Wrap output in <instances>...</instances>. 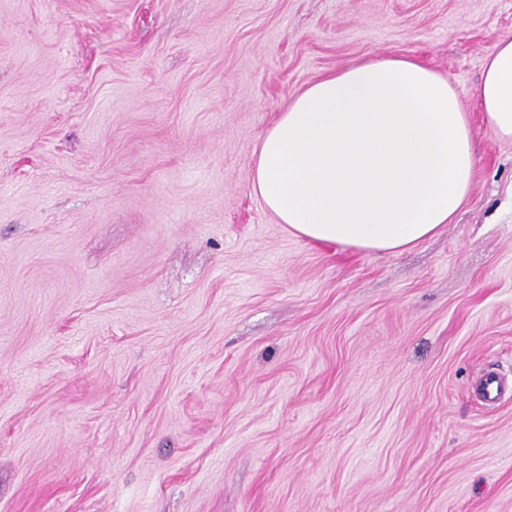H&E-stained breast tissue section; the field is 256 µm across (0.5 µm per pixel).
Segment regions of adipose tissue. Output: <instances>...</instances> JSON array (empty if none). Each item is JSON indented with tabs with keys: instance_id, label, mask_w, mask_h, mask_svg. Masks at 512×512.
Listing matches in <instances>:
<instances>
[{
	"instance_id": "adipose-tissue-1",
	"label": "adipose tissue",
	"mask_w": 512,
	"mask_h": 512,
	"mask_svg": "<svg viewBox=\"0 0 512 512\" xmlns=\"http://www.w3.org/2000/svg\"><path fill=\"white\" fill-rule=\"evenodd\" d=\"M477 94L488 129L512 141V40L494 44ZM477 163L448 79L385 57L327 73L292 98L255 149L252 190L307 242L394 253L452 222Z\"/></svg>"
}]
</instances>
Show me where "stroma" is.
<instances>
[{"label": "stroma", "mask_w": 512, "mask_h": 512, "mask_svg": "<svg viewBox=\"0 0 512 512\" xmlns=\"http://www.w3.org/2000/svg\"><path fill=\"white\" fill-rule=\"evenodd\" d=\"M504 38L512 0H0V512H512ZM381 56L456 89L472 192L399 253L310 244L253 151ZM488 129L512 142V40L497 41L487 55L477 88ZM477 387L486 402H496L505 393L506 385L502 377L495 372H487L478 379Z\"/></svg>", "instance_id": "obj_1"}]
</instances>
